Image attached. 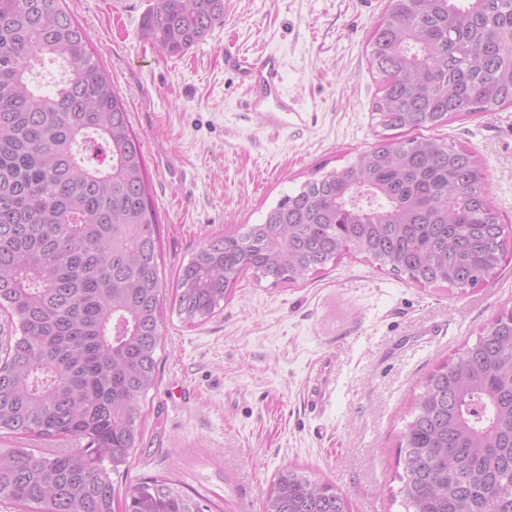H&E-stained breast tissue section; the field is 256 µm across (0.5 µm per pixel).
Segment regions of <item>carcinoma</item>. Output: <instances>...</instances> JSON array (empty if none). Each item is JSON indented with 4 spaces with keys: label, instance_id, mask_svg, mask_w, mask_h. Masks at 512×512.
Masks as SVG:
<instances>
[{
    "label": "carcinoma",
    "instance_id": "cac0c4a2",
    "mask_svg": "<svg viewBox=\"0 0 512 512\" xmlns=\"http://www.w3.org/2000/svg\"><path fill=\"white\" fill-rule=\"evenodd\" d=\"M224 0H156L146 34L185 54ZM383 133L197 249L174 281L186 324L250 272L294 281L348 245L420 285L465 292L512 250L464 147L407 133L512 105V0H389L368 41ZM159 221L141 141L66 0H0V432L78 448H0V500L25 512H116L111 473L142 434L164 323ZM403 512H512V309L432 371L398 448ZM123 512H204L179 484L134 487ZM265 512H352L335 486L280 472Z\"/></svg>",
    "mask_w": 512,
    "mask_h": 512
}]
</instances>
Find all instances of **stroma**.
I'll list each match as a JSON object with an SVG mask.
<instances>
[{"mask_svg":"<svg viewBox=\"0 0 512 512\" xmlns=\"http://www.w3.org/2000/svg\"><path fill=\"white\" fill-rule=\"evenodd\" d=\"M67 0L139 135L160 216L162 278L202 244L260 223L317 170L338 169L381 131L368 39L388 0H224V16L185 55L143 32L154 0ZM277 54L297 112L250 111L225 49ZM472 150L487 194L512 225V106L432 132ZM512 307V255L465 293L419 286L352 250L294 283L242 276L197 325L166 311L140 446L113 475L115 504L150 479L180 482L205 512H264L293 468L346 492L353 512H400L397 452L425 377ZM330 371L323 407L307 391Z\"/></svg>","mask_w":512,"mask_h":512,"instance_id":"stroma-1","label":"stroma"}]
</instances>
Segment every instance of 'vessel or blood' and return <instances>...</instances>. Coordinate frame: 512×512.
<instances>
[{"label":"vessel or blood","mask_w":512,"mask_h":512,"mask_svg":"<svg viewBox=\"0 0 512 512\" xmlns=\"http://www.w3.org/2000/svg\"><path fill=\"white\" fill-rule=\"evenodd\" d=\"M224 64L236 71L249 87L248 107L254 112H291L295 109L293 99L282 89L280 62L275 55L259 57L225 51Z\"/></svg>","instance_id":"b4317fda"}]
</instances>
